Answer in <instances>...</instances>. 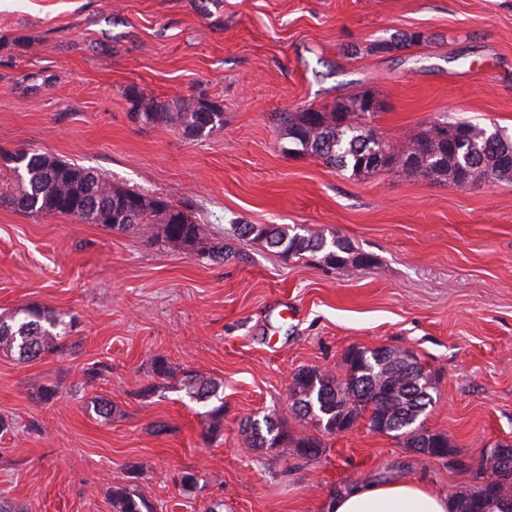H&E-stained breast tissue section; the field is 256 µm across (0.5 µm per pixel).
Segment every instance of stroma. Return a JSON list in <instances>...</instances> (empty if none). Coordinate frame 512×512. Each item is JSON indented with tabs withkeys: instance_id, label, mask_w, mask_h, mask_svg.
Segmentation results:
<instances>
[{
	"instance_id": "stroma-1",
	"label": "stroma",
	"mask_w": 512,
	"mask_h": 512,
	"mask_svg": "<svg viewBox=\"0 0 512 512\" xmlns=\"http://www.w3.org/2000/svg\"><path fill=\"white\" fill-rule=\"evenodd\" d=\"M418 30L428 42L387 49ZM32 71L50 84L28 87ZM131 89L203 96L224 126L192 141L134 123ZM363 91L397 147L440 120L512 135V0H0V176L13 179L10 155L30 149L93 166L189 204L237 252L215 264L151 243L146 228L0 207V313L38 305L68 330L64 352L0 355V504L112 512L124 476L157 512H328L359 482L416 479L449 499L472 488L469 473L362 420L314 461L249 447L241 425L259 413L310 432L289 413L292 377L343 378L354 347L417 356L434 380L424 427L466 463L512 444V183L351 178L288 154L277 113ZM243 223L338 235L373 263L288 258L234 236ZM160 358L173 377L143 397ZM186 371L224 384L214 442L208 404L177 382ZM41 385L55 397L42 400ZM98 397L114 404L111 422L86 412ZM184 471L198 491L182 490Z\"/></svg>"
}]
</instances>
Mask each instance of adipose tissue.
<instances>
[{
	"instance_id": "1",
	"label": "adipose tissue",
	"mask_w": 512,
	"mask_h": 512,
	"mask_svg": "<svg viewBox=\"0 0 512 512\" xmlns=\"http://www.w3.org/2000/svg\"><path fill=\"white\" fill-rule=\"evenodd\" d=\"M445 497L434 494L419 481L362 484L336 497L329 512H448Z\"/></svg>"
}]
</instances>
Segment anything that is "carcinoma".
<instances>
[{
	"instance_id": "carcinoma-1",
	"label": "carcinoma",
	"mask_w": 512,
	"mask_h": 512,
	"mask_svg": "<svg viewBox=\"0 0 512 512\" xmlns=\"http://www.w3.org/2000/svg\"><path fill=\"white\" fill-rule=\"evenodd\" d=\"M129 103L137 107L140 121L152 126L174 127L198 140L224 126V112L215 102L201 97H177L167 102L147 100L134 91ZM374 113L365 106V94L342 97L332 106L305 105L295 112H282L279 121L284 134L298 154L321 159L338 172L360 177L383 170H400L425 178L454 183L459 171H470V179L511 182L512 138L499 131H487L467 122L439 121L414 136L409 145L396 150L388 142L368 138ZM11 170L17 180L0 185V202L31 216L60 215L82 224H102L117 232H130L151 224L158 240L178 246L214 263L232 255L219 244L205 242L202 226L188 207L162 197L148 196L106 180L100 170L60 160L36 150L11 155ZM240 237L277 249L290 257L322 255L330 266H368L372 258L354 251L349 240L327 238L325 234L288 224H238ZM58 323L54 313L39 306H26L8 315L0 314V351L30 361L65 348L64 337L53 332ZM345 378L338 379L317 369L295 374L290 386V413L309 420L314 432L292 436L285 419L276 414L246 423L242 433L252 448H292L297 456L314 460L325 451L321 437L337 433L341 425H353L369 415L368 427H386V434L403 447L427 458L450 457L451 464L478 476L474 488L455 497L451 512H512V444L489 449L476 468L455 458L448 438L431 433L418 423L433 403L423 391L430 375L422 366L393 349L351 351L346 359ZM191 397L207 401L218 396L221 384L186 372L181 379ZM89 410L112 420V401L97 398ZM208 426L203 438L216 439L223 432L224 404L206 412ZM113 512H152L148 502L128 480L112 487Z\"/></svg>"
}]
</instances>
